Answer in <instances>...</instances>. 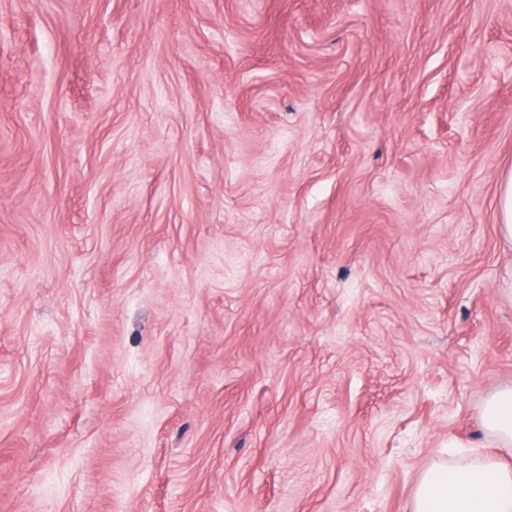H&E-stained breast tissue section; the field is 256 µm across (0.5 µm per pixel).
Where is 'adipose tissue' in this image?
I'll return each instance as SVG.
<instances>
[{"mask_svg":"<svg viewBox=\"0 0 512 512\" xmlns=\"http://www.w3.org/2000/svg\"><path fill=\"white\" fill-rule=\"evenodd\" d=\"M482 427L499 453L454 465L433 464L415 489L410 512H512V386L488 397Z\"/></svg>","mask_w":512,"mask_h":512,"instance_id":"adipose-tissue-1","label":"adipose tissue"}]
</instances>
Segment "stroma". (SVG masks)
I'll list each match as a JSON object with an SVG mask.
<instances>
[{
	"label": "stroma",
	"instance_id": "stroma-1",
	"mask_svg": "<svg viewBox=\"0 0 512 512\" xmlns=\"http://www.w3.org/2000/svg\"><path fill=\"white\" fill-rule=\"evenodd\" d=\"M510 174L512 0H0V512H407Z\"/></svg>",
	"mask_w": 512,
	"mask_h": 512
}]
</instances>
